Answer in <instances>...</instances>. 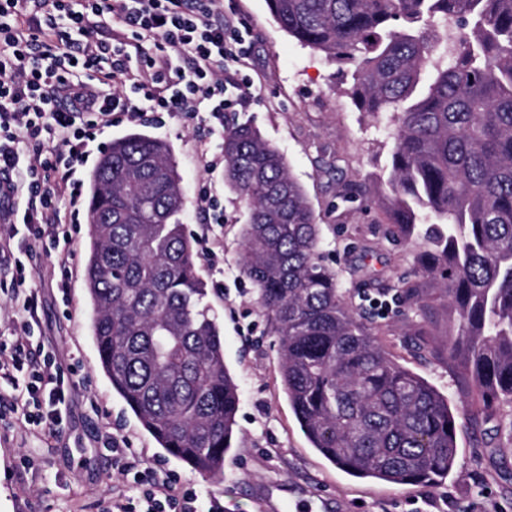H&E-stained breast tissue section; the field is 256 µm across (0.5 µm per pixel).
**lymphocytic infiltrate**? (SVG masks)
Returning a JSON list of instances; mask_svg holds the SVG:
<instances>
[{
  "label": "lymphocytic infiltrate",
  "mask_w": 512,
  "mask_h": 512,
  "mask_svg": "<svg viewBox=\"0 0 512 512\" xmlns=\"http://www.w3.org/2000/svg\"><path fill=\"white\" fill-rule=\"evenodd\" d=\"M249 54L220 0H0V193L9 202L0 261L22 267L13 237L46 243L67 265L72 237L63 204L77 205L75 177L115 113H208L223 123L224 64ZM12 308L25 338L0 361V404L25 422L58 426L67 406L63 374L42 369L26 350L36 297L25 276ZM139 503L117 489L112 512H198V497L177 477L146 478Z\"/></svg>",
  "instance_id": "obj_1"
}]
</instances>
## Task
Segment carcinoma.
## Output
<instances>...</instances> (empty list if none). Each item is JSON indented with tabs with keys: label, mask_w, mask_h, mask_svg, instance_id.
<instances>
[{
	"label": "carcinoma",
	"mask_w": 512,
	"mask_h": 512,
	"mask_svg": "<svg viewBox=\"0 0 512 512\" xmlns=\"http://www.w3.org/2000/svg\"><path fill=\"white\" fill-rule=\"evenodd\" d=\"M288 36L394 125L384 203L426 225V272L453 307L448 365L482 407L512 402V0H265ZM225 176L249 211L243 275L272 322L288 402L313 448L348 475L438 482L458 448L448 399L396 360L346 301L284 155L253 125L224 134ZM170 146L112 142L89 179L85 277L112 389L170 455L224 471L240 395L224 363Z\"/></svg>",
	"instance_id": "carcinoma-1"
}]
</instances>
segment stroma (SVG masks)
Instances as JSON below:
<instances>
[{"label":"stroma","instance_id":"1","mask_svg":"<svg viewBox=\"0 0 512 512\" xmlns=\"http://www.w3.org/2000/svg\"><path fill=\"white\" fill-rule=\"evenodd\" d=\"M223 6L245 25L251 58L238 76L254 81L246 103L225 109L220 125L204 112L158 122L117 118L99 135V148L79 176L88 180L102 150L133 132L172 148L185 195L180 220L194 241L207 301L222 328L224 361L240 385L236 439L224 473L201 475L168 454L104 376L91 333L82 214L68 271L60 270L55 251L42 246L26 261L27 284L37 293V331L45 354L69 380V397L56 435L0 405V512H110L112 490L124 475L102 447L108 434L126 440L132 457L156 463L158 476L179 477L201 504L223 501L224 512H294L299 506L305 512H512V438L504 429L512 406L484 411L465 397L448 367V298L422 273L434 252L423 237L400 234L378 198L391 172L383 122L354 108L336 64L289 37L265 0H223ZM246 120L285 155L304 186L322 228L323 260L336 270L353 307L370 310L385 348L463 412L457 462L442 482L351 477L312 448L296 422L280 378L278 337L240 273L249 213L224 179L222 129ZM204 143L210 147L205 157ZM203 189L220 200L221 210L199 212ZM403 280L418 288L427 311L402 296Z\"/></svg>","mask_w":512,"mask_h":512}]
</instances>
